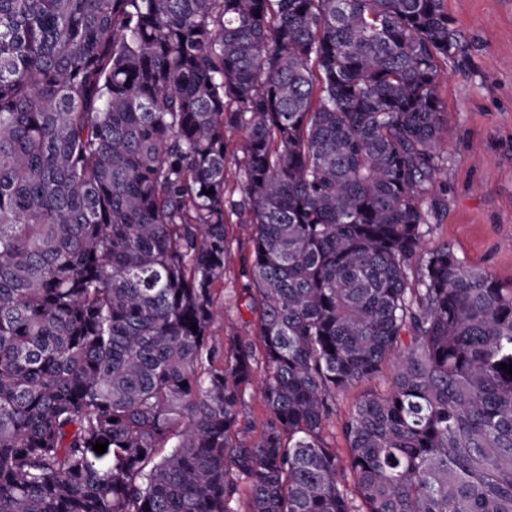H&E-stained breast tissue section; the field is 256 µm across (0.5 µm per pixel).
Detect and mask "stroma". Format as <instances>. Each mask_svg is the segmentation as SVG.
<instances>
[{
    "mask_svg": "<svg viewBox=\"0 0 512 512\" xmlns=\"http://www.w3.org/2000/svg\"><path fill=\"white\" fill-rule=\"evenodd\" d=\"M459 35L439 85L448 130L441 146L448 163L441 176L446 206L432 220L426 246L448 244L467 265L512 283V0H447ZM231 215L224 286V316L210 332L223 346L230 331L247 336L254 317L237 307L240 269L251 253Z\"/></svg>",
    "mask_w": 512,
    "mask_h": 512,
    "instance_id": "stroma-1",
    "label": "stroma"
}]
</instances>
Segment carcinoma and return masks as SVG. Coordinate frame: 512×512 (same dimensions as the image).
<instances>
[{
  "label": "carcinoma",
  "mask_w": 512,
  "mask_h": 512,
  "mask_svg": "<svg viewBox=\"0 0 512 512\" xmlns=\"http://www.w3.org/2000/svg\"><path fill=\"white\" fill-rule=\"evenodd\" d=\"M456 48L446 0H0V512H512V285L424 248ZM239 215L232 214L228 229L230 241L229 252L224 272V288H218L219 302L224 303V317L217 319L212 325L210 332L213 343L224 346V336L230 331H237L242 336H249L255 333L254 317L244 306L240 309L236 306V298L246 282L240 277V269L251 253L252 245L248 236L238 228ZM388 378L389 372H386L380 377L361 383L359 387L353 388L348 393L341 394L336 400V415L333 416V421L336 420V427L334 426V423L330 425V427L326 431L329 432L330 434L326 436L325 440L329 446H331L332 448H337L338 452L343 458H345L346 456V451L344 449L346 448V445L338 432V423L347 416L351 402L358 392H361L366 388H383L384 386H386ZM253 394L254 397L248 399V403L243 411L244 416H246L252 425L249 434H244V436L251 437L252 439L259 434L261 425L265 419V408L255 391Z\"/></svg>",
  "instance_id": "carcinoma-1"
}]
</instances>
